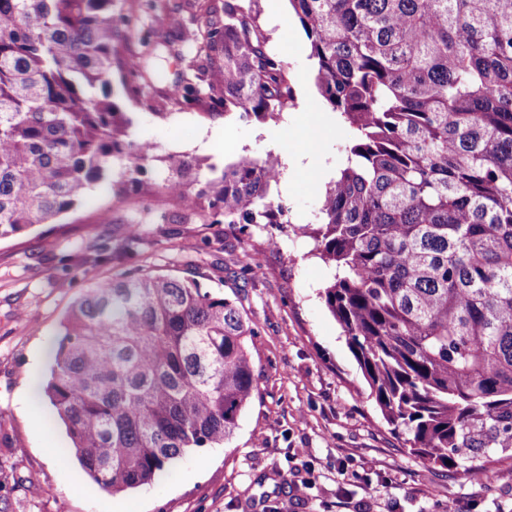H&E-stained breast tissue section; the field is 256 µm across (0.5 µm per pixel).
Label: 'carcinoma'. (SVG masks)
I'll use <instances>...</instances> for the list:
<instances>
[{"instance_id": "obj_1", "label": "carcinoma", "mask_w": 512, "mask_h": 512, "mask_svg": "<svg viewBox=\"0 0 512 512\" xmlns=\"http://www.w3.org/2000/svg\"><path fill=\"white\" fill-rule=\"evenodd\" d=\"M115 0H0V239L51 224L106 186L165 193L204 224H282L274 155L210 168L132 139L112 68L143 93L165 80L113 26ZM315 85L352 137L318 223L300 228L333 269L321 294L382 419L438 467L512 460V0H289ZM162 5L194 84L169 91L245 123L294 101L258 0ZM125 170L112 179V161ZM144 230L103 243L127 254ZM237 302L194 279L134 267L84 289L50 348L42 391L87 474L115 494L151 484L192 448L234 435L258 390ZM451 464H446V461Z\"/></svg>"}]
</instances>
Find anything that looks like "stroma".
Wrapping results in <instances>:
<instances>
[{"label":"stroma","instance_id":"stroma-1","mask_svg":"<svg viewBox=\"0 0 512 512\" xmlns=\"http://www.w3.org/2000/svg\"><path fill=\"white\" fill-rule=\"evenodd\" d=\"M259 12L295 91L279 120L206 118L160 92L127 93L118 71L112 98L131 118L134 139L198 158L202 176L240 158L283 159L270 196L287 205V224L186 222L158 190L165 171L156 161L143 177L152 210L135 211L101 186L92 203L56 223L0 240V498L12 512H512L511 463H487L477 480L434 467L382 420L321 297L332 270L297 231L315 223L350 130L315 85L291 6L277 17L271 0H259ZM103 208L110 223L98 221ZM132 222L151 230L135 256L85 262ZM134 266L238 295L256 327L250 347L259 390L231 440L187 451L164 480L118 494L89 480L77 493L68 472L79 463L63 465L70 438L41 391L50 346L84 288Z\"/></svg>","mask_w":512,"mask_h":512}]
</instances>
